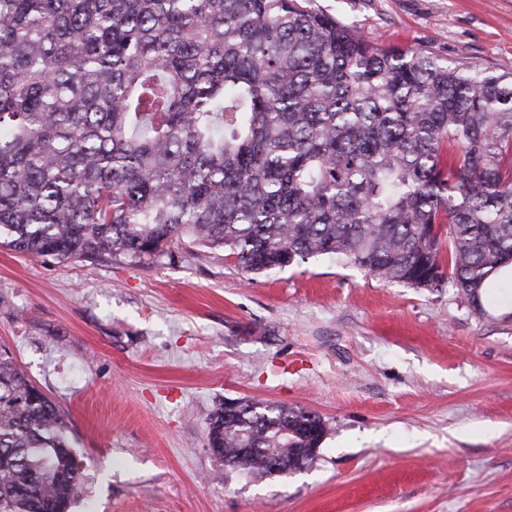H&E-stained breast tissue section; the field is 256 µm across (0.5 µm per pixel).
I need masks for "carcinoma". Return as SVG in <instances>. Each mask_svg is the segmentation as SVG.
<instances>
[{"label": "carcinoma", "mask_w": 512, "mask_h": 512, "mask_svg": "<svg viewBox=\"0 0 512 512\" xmlns=\"http://www.w3.org/2000/svg\"><path fill=\"white\" fill-rule=\"evenodd\" d=\"M183 237L255 274L446 282L482 313L512 272V74L379 48L306 0H0V246L141 261ZM292 424L328 431L221 404L208 447L293 473L314 443ZM81 484L64 416L1 351L0 512H69Z\"/></svg>", "instance_id": "carcinoma-1"}]
</instances>
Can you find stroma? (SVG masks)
<instances>
[{"mask_svg":"<svg viewBox=\"0 0 512 512\" xmlns=\"http://www.w3.org/2000/svg\"><path fill=\"white\" fill-rule=\"evenodd\" d=\"M376 46L512 73V0H310ZM475 314L320 258L252 274L177 240L142 261L0 247V348L64 415L69 512H512V294ZM301 407L328 432L305 470H225L227 399Z\"/></svg>","mask_w":512,"mask_h":512,"instance_id":"stroma-1","label":"stroma"}]
</instances>
